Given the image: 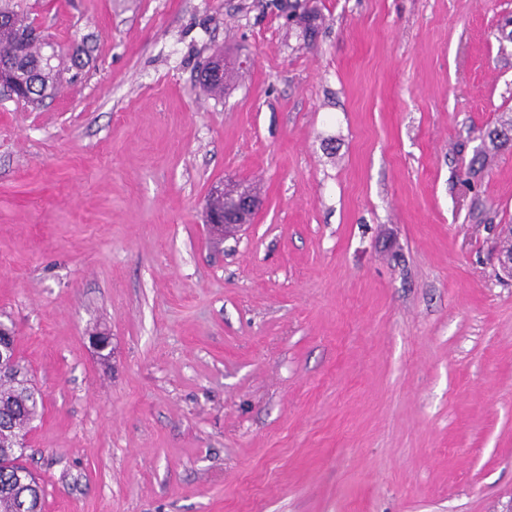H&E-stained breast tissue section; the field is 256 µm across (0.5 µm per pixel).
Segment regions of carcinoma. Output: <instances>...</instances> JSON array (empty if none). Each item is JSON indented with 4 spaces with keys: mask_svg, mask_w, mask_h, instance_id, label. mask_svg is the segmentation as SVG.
Masks as SVG:
<instances>
[{
    "mask_svg": "<svg viewBox=\"0 0 512 512\" xmlns=\"http://www.w3.org/2000/svg\"><path fill=\"white\" fill-rule=\"evenodd\" d=\"M34 27L33 20L18 0H0V61L10 63V91L30 104L41 102L57 89V69L43 54L46 42L24 39ZM28 370L15 363V378L0 381V455L15 446L17 437L32 429V419L41 413L43 399L35 398L23 384ZM31 471L14 459L0 465V512H43L44 489Z\"/></svg>",
    "mask_w": 512,
    "mask_h": 512,
    "instance_id": "1",
    "label": "carcinoma"
}]
</instances>
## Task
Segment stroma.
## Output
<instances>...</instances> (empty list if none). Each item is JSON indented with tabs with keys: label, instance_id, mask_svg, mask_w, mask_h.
<instances>
[{
	"label": "stroma",
	"instance_id": "stroma-1",
	"mask_svg": "<svg viewBox=\"0 0 512 512\" xmlns=\"http://www.w3.org/2000/svg\"><path fill=\"white\" fill-rule=\"evenodd\" d=\"M22 5L75 65L0 93L44 512H512V0ZM216 201L224 202L223 208L217 207ZM261 205V198L248 189L217 190L206 203L207 224L213 232L223 235L227 229L246 224Z\"/></svg>",
	"mask_w": 512,
	"mask_h": 512
}]
</instances>
